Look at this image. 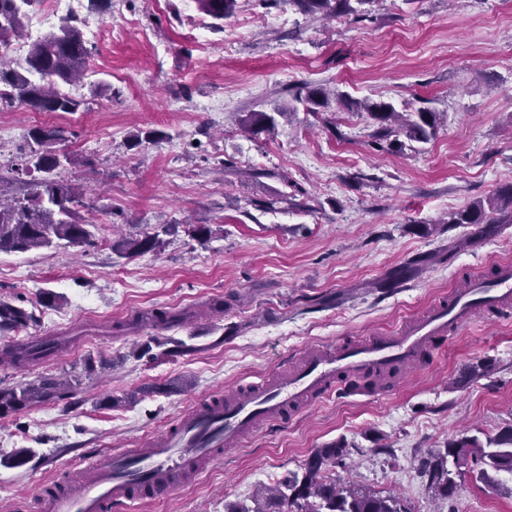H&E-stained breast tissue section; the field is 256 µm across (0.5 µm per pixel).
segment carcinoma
<instances>
[{
    "mask_svg": "<svg viewBox=\"0 0 512 512\" xmlns=\"http://www.w3.org/2000/svg\"><path fill=\"white\" fill-rule=\"evenodd\" d=\"M199 9L216 21L232 15L238 0H196ZM305 15L323 18L364 12V6L376 0H289ZM41 0H0V38H18L24 21L38 10ZM92 56L75 17L61 21L57 29L29 45L24 64L15 69L0 59V84L11 88L8 101L27 105L40 112H75L80 101L61 89V85L81 79ZM296 99L307 104V110L326 105L323 89L305 87V94ZM349 105L363 110L377 124L375 143L405 136L418 143L429 142L440 124V113L428 108L402 114L386 102L351 101ZM285 113L245 112L239 124L250 133L271 132L278 118ZM29 138V151L20 153L10 169L18 174L34 171L42 177L23 184L17 192L4 186L8 178L0 175V252H27L50 248L60 241L76 247L93 245L89 225L77 216L82 205V193L72 183L55 176L69 160L61 148L63 135L56 129H34ZM450 224H511L512 185L500 188L493 195L478 200L453 214ZM162 247L159 233H145L140 238H122L113 248L124 255H137ZM26 309L0 299V334H8L32 321ZM185 319L180 312L155 311L141 315L134 323L115 326L122 332L148 324L168 329ZM59 347L55 340L19 343L0 352V362L23 368L34 359L54 353ZM72 396V387L54 377H44L27 387L0 388V412L6 413L34 402L64 400ZM476 464H485L496 472L512 474V435L494 437L480 445L474 438L451 442L445 451L429 454L423 473L432 494L448 498L459 491L451 476L448 462L460 464L468 455ZM346 449L331 445L317 448L302 466L274 487L263 486L251 498V504L228 503L224 512H408L396 496H382L353 484H343L327 475V470L342 463Z\"/></svg>",
    "mask_w": 512,
    "mask_h": 512,
    "instance_id": "cac0c4a2",
    "label": "carcinoma"
}]
</instances>
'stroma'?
<instances>
[{"label":"stroma","instance_id":"35a3bbf8","mask_svg":"<svg viewBox=\"0 0 512 512\" xmlns=\"http://www.w3.org/2000/svg\"><path fill=\"white\" fill-rule=\"evenodd\" d=\"M93 50L75 112L0 111V166L36 127L61 130L83 186L78 213L95 248L59 243L0 253V299L33 312L0 350L61 336L22 369L0 364V388L54 375L74 397L0 415V512H34L39 489L97 452L137 447L196 398L258 381L287 356L387 333L437 296L512 261V223L490 237L444 221L512 184V0H375L320 21L290 0H240L222 29L196 0H79ZM110 86L91 96L90 85ZM326 89L308 112L291 92ZM442 115L428 143L377 147L376 126L344 98ZM286 111L275 131L241 129L244 112ZM158 137L129 146V136ZM263 177H256V170ZM277 200L263 212L255 201ZM209 225L207 241L194 235ZM170 226L160 251L123 256L122 237ZM431 226L432 234L421 231ZM405 270L397 287L390 274ZM46 291L60 298L37 303ZM226 308L210 313L209 303ZM188 312L180 326L113 333L150 310ZM193 345L183 353L180 343ZM489 365L481 377L472 366ZM512 431V321L479 313L449 333L429 367L382 394L317 402L284 427L225 451L197 480L131 512H224L300 471L314 449L347 450L335 475L412 512H512V475L481 480L453 467V497L435 498L422 463L464 437ZM32 449L27 464L5 459Z\"/></svg>","mask_w":512,"mask_h":512}]
</instances>
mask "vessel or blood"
Masks as SVG:
<instances>
[{
	"label": "vessel or blood",
	"mask_w": 512,
	"mask_h": 512,
	"mask_svg": "<svg viewBox=\"0 0 512 512\" xmlns=\"http://www.w3.org/2000/svg\"><path fill=\"white\" fill-rule=\"evenodd\" d=\"M489 309L512 311L511 262L492 264L490 274L468 279L389 334L310 347L260 381L198 403L140 447L94 456L83 476L40 492V512H129L142 499L168 497L264 427L287 425L313 402L353 393V381L427 364L437 340Z\"/></svg>",
	"instance_id": "obj_1"
}]
</instances>
